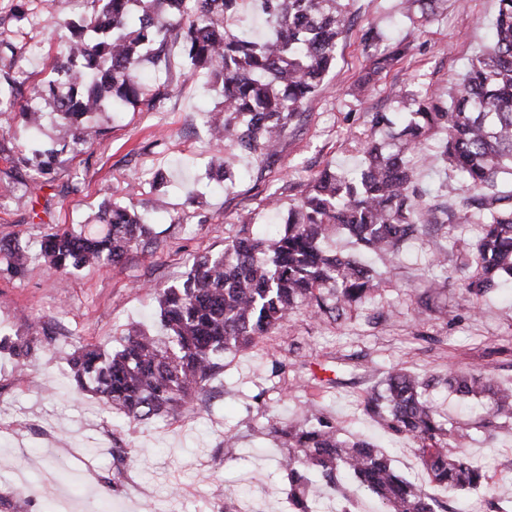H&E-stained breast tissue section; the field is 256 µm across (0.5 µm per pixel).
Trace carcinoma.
Wrapping results in <instances>:
<instances>
[{
	"label": "carcinoma",
	"instance_id": "carcinoma-1",
	"mask_svg": "<svg viewBox=\"0 0 512 512\" xmlns=\"http://www.w3.org/2000/svg\"><path fill=\"white\" fill-rule=\"evenodd\" d=\"M93 2L100 36L89 40L82 26H74L53 66L69 90L60 98L51 81L39 88L43 101L70 122L99 111L103 93L110 92L112 111L119 112L142 94L144 52L155 49V63H164L165 49L174 42L189 76L202 74L207 87L220 90L222 101L210 115L214 139L256 160L275 151L305 99L319 89L336 40L349 26L344 0H221L217 11L214 0ZM439 2L405 0L406 17L427 23ZM497 4L491 41L471 59L448 102L407 98L408 119L395 149L372 140L355 172H321L289 210L280 237L244 232L221 252L194 256L182 283L156 290L164 333L133 326L117 349L81 348L69 362L77 387L131 421L178 415L224 368L225 352L254 345L296 310L334 321L352 313L381 282L360 253L392 263L416 239L420 192L407 155L434 128L445 134L440 159L461 183L453 217L480 227L466 300L475 307L512 284V0ZM407 49L399 42L373 55L372 72L391 67ZM98 135L92 127L77 128L72 150L82 152ZM338 232L353 240L358 253L343 256L324 248ZM150 241V228L135 212L108 200L98 223L52 231L41 250L50 270L67 274L118 263ZM0 253L15 270L27 269L22 246L1 243ZM41 342L39 336L0 338V352L23 364ZM443 383L457 396L484 400L489 419L512 422V387L493 375L450 372ZM382 385L367 399L366 411L412 442L435 484L464 492L489 486L491 478L463 452L467 430L448 429L429 399L428 379L394 370ZM258 432L288 449L281 466L288 471L294 512H320L308 497L313 471L333 490L346 477L356 480L377 498L381 512H440L380 448L361 438L341 439L332 419L314 408L301 422H271Z\"/></svg>",
	"mask_w": 512,
	"mask_h": 512
}]
</instances>
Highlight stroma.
I'll use <instances>...</instances> for the list:
<instances>
[{"instance_id": "1", "label": "stroma", "mask_w": 512, "mask_h": 512, "mask_svg": "<svg viewBox=\"0 0 512 512\" xmlns=\"http://www.w3.org/2000/svg\"><path fill=\"white\" fill-rule=\"evenodd\" d=\"M94 0H0V81H16L22 102L35 104V84L50 73L57 48L50 36L74 22L90 23ZM350 25L336 46L323 86L286 128L276 152L263 161L234 148L202 147L204 114L218 101L189 79L178 48H168V71L146 66L149 89L165 84L160 107L146 102L110 113L97 143L73 153L74 129L45 113L32 134L21 109L0 112V240L27 246L32 262L17 273L0 259V337L38 333L43 343L26 364L0 352V499L23 495L29 512H291L288 478L278 465L275 439L257 435L270 421H299L310 405L333 416L342 438L360 434L384 446L396 471L464 512L458 492L429 479L408 440L391 436L363 410L367 393L386 372L403 368L425 378L483 371L512 385V288L463 301L474 260L476 226L453 224L459 184L439 182L418 167L414 180L431 207L426 226L380 284L374 300L337 321L299 311L256 345L224 355V368L191 412L131 423L97 396L79 391L67 361L84 345L117 347L130 325L157 329L154 289L178 284L192 256L219 252L242 229L256 236L281 231L288 211L323 169L359 164L370 115L396 111L402 99L447 96L469 60L490 40L495 0H445L437 17L414 25L400 0H347ZM374 29L408 44L404 58L370 74L371 49L361 36ZM369 91H361L363 79ZM55 148L44 174L31 163L35 144ZM226 161L232 188L207 178L211 162ZM164 171L166 206L153 207V177ZM134 208L150 224L153 245L118 263L69 275L46 270L40 241L50 229L91 222L104 198ZM335 385L308 384L319 364ZM429 393L449 421L469 423L467 455L494 481L481 512H512V428L469 419L464 399L442 387ZM120 434L132 462L117 488L112 436ZM234 436V447L224 445Z\"/></svg>"}]
</instances>
